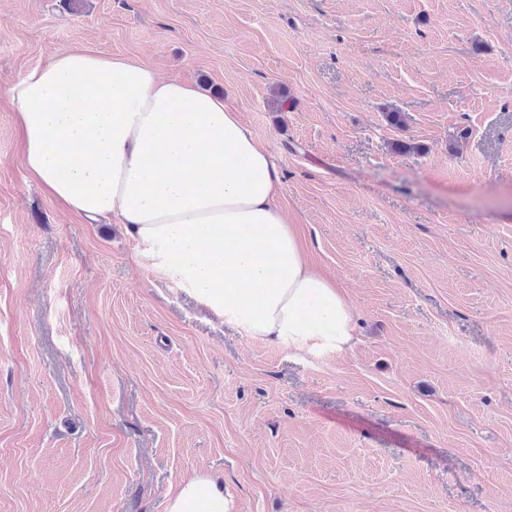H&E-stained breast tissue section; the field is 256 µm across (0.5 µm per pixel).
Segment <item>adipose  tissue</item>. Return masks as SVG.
Segmentation results:
<instances>
[{
    "instance_id": "ef3b65f1",
    "label": "adipose tissue",
    "mask_w": 512,
    "mask_h": 512,
    "mask_svg": "<svg viewBox=\"0 0 512 512\" xmlns=\"http://www.w3.org/2000/svg\"><path fill=\"white\" fill-rule=\"evenodd\" d=\"M20 163L97 224L127 227L137 262L243 336L340 354L356 329L339 286L313 269L280 203L281 178L237 110L143 60L74 48L5 92ZM167 512H236L218 474L180 480Z\"/></svg>"
}]
</instances>
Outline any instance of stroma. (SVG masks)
I'll use <instances>...</instances> for the list:
<instances>
[{
    "mask_svg": "<svg viewBox=\"0 0 512 512\" xmlns=\"http://www.w3.org/2000/svg\"><path fill=\"white\" fill-rule=\"evenodd\" d=\"M139 56L271 153L360 336L251 340L17 160L3 94ZM512 512V0H0V512ZM167 512H236V503L224 493L222 475H194L180 480L168 495Z\"/></svg>",
    "mask_w": 512,
    "mask_h": 512,
    "instance_id": "35a3bbf8",
    "label": "stroma"
}]
</instances>
